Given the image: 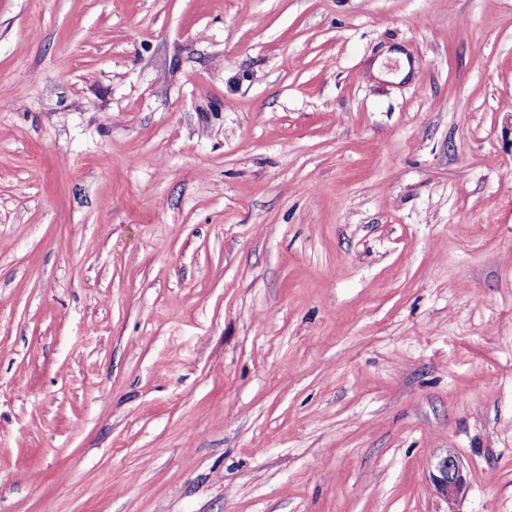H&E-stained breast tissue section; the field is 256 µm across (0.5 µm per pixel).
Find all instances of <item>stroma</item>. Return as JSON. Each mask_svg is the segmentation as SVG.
Returning a JSON list of instances; mask_svg holds the SVG:
<instances>
[{
	"mask_svg": "<svg viewBox=\"0 0 512 512\" xmlns=\"http://www.w3.org/2000/svg\"><path fill=\"white\" fill-rule=\"evenodd\" d=\"M0 95V512H512V0H0ZM429 481L434 492L446 500L448 512H458L455 505L466 490L467 480L463 463L453 450H446L433 462Z\"/></svg>",
	"mask_w": 512,
	"mask_h": 512,
	"instance_id": "obj_1",
	"label": "stroma"
}]
</instances>
